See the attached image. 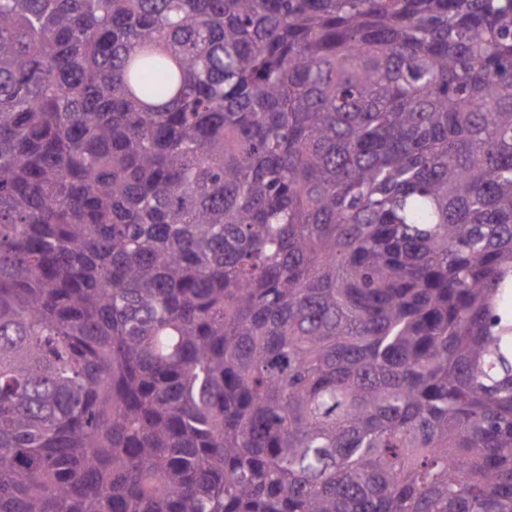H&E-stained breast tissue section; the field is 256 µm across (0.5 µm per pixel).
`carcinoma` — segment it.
Listing matches in <instances>:
<instances>
[{
	"mask_svg": "<svg viewBox=\"0 0 512 512\" xmlns=\"http://www.w3.org/2000/svg\"><path fill=\"white\" fill-rule=\"evenodd\" d=\"M512 0H0V512H512Z\"/></svg>",
	"mask_w": 512,
	"mask_h": 512,
	"instance_id": "1",
	"label": "carcinoma"
}]
</instances>
